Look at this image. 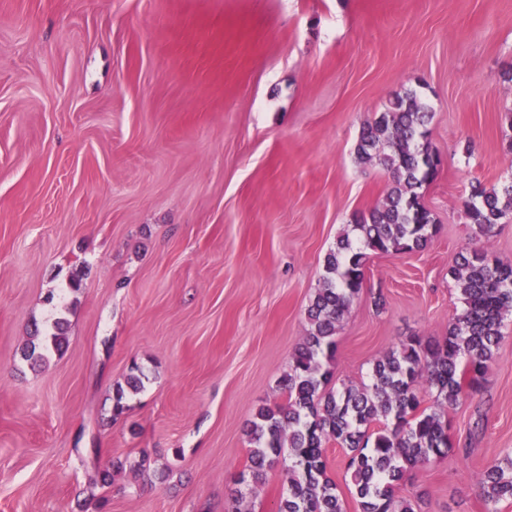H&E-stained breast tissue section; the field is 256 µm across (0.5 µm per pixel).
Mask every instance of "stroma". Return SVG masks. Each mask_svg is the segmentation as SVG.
I'll list each match as a JSON object with an SVG mask.
<instances>
[{
    "label": "stroma",
    "mask_w": 512,
    "mask_h": 512,
    "mask_svg": "<svg viewBox=\"0 0 512 512\" xmlns=\"http://www.w3.org/2000/svg\"><path fill=\"white\" fill-rule=\"evenodd\" d=\"M508 71L512 0H0V512H83L94 468L143 450L149 474L114 473L106 512H225L326 253L392 185L358 163L360 129L410 87L433 112L438 231L371 255L332 385L447 336L458 253L512 260V218L477 237L464 208L512 174ZM58 317L67 344L32 367L31 324ZM502 332L449 412L458 451L405 476L415 512H487L512 315ZM134 364L145 387L112 418Z\"/></svg>",
    "instance_id": "stroma-1"
}]
</instances>
